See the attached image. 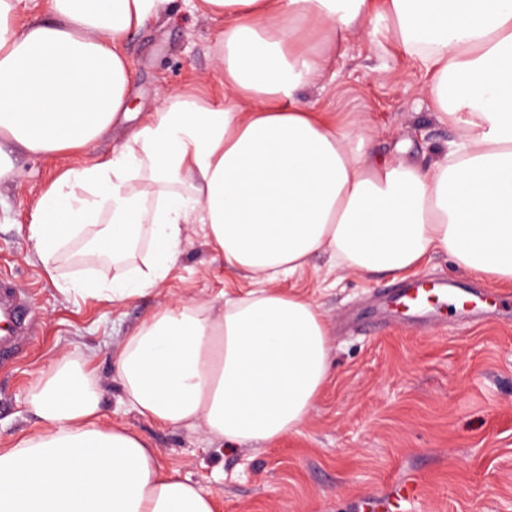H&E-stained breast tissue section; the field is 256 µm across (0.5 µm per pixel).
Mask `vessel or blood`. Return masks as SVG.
<instances>
[{"instance_id": "1", "label": "vessel or blood", "mask_w": 512, "mask_h": 512, "mask_svg": "<svg viewBox=\"0 0 512 512\" xmlns=\"http://www.w3.org/2000/svg\"><path fill=\"white\" fill-rule=\"evenodd\" d=\"M460 301L457 291L443 288H424L414 282L400 288L392 298L393 306L411 317L424 312L430 300ZM28 291L19 288L6 276H0V371L15 363L16 358L36 336V324L31 315ZM421 497L419 484L412 479L399 481L388 495L386 503L395 512H407Z\"/></svg>"}]
</instances>
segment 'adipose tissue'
Segmentation results:
<instances>
[{"mask_svg": "<svg viewBox=\"0 0 512 512\" xmlns=\"http://www.w3.org/2000/svg\"><path fill=\"white\" fill-rule=\"evenodd\" d=\"M172 0H0V182L11 152L76 153L133 119L126 38ZM224 19V99L164 91L110 157L63 170L40 195L41 261L82 238L111 281L72 292L121 303L162 282L188 225L225 269L258 281L221 309L176 301L117 353L127 405L197 425L235 448L297 432L329 378V328L276 281L318 255L362 275H403L433 252L512 280V0H192ZM386 23L434 72L439 121L459 125L443 160L376 156L299 90L338 44ZM39 430L0 448V512H214L140 434L101 421L89 359L67 354L28 394Z\"/></svg>", "mask_w": 512, "mask_h": 512, "instance_id": "obj_1", "label": "adipose tissue"}]
</instances>
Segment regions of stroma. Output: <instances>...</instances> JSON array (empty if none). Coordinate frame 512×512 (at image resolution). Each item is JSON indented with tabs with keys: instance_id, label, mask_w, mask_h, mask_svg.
I'll return each mask as SVG.
<instances>
[{
	"instance_id": "stroma-1",
	"label": "stroma",
	"mask_w": 512,
	"mask_h": 512,
	"mask_svg": "<svg viewBox=\"0 0 512 512\" xmlns=\"http://www.w3.org/2000/svg\"><path fill=\"white\" fill-rule=\"evenodd\" d=\"M224 22L174 0L166 22L126 43L136 70L135 102L151 111L160 91L200 90L224 98L214 43ZM425 64L388 43L383 29L349 39L318 88L303 89L318 111L365 125L370 149L391 159L437 160L457 126L439 122L428 95ZM122 134L74 156L12 155L0 182V275L32 296L38 335L13 370L0 372V448L36 429L31 387L62 354L89 357L103 391L105 423L138 432L162 465L212 493L216 512H363L399 480L415 477L423 494L413 512H512V283L460 270L445 252L414 272L428 281L453 280L472 306L448 304L425 318L404 319L375 309L372 297L396 288L391 274L363 276L327 256L279 281L320 307L330 329L331 378L298 432L272 443L225 449L201 428L165 426L124 402L114 356L126 337L172 300L220 305L255 288L224 273L201 225H190L168 278L121 304L63 293L85 275L111 280L114 271L75 263L63 250L49 263L33 255L28 224L35 203L60 171L111 154Z\"/></svg>"
}]
</instances>
